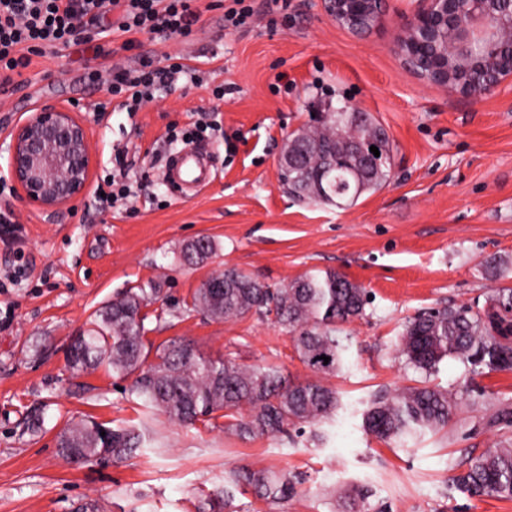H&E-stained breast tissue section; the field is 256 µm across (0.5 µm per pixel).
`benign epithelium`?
I'll list each match as a JSON object with an SVG mask.
<instances>
[{"instance_id":"7a95c632","label":"benign epithelium","mask_w":512,"mask_h":512,"mask_svg":"<svg viewBox=\"0 0 512 512\" xmlns=\"http://www.w3.org/2000/svg\"><path fill=\"white\" fill-rule=\"evenodd\" d=\"M417 0L399 25L396 45L403 67L451 95H491L512 83V20L495 21L492 2ZM386 0H322L337 26L356 34L383 21ZM7 173L22 198L53 216L73 207L90 180L87 129L73 108L43 105L7 135Z\"/></svg>"}]
</instances>
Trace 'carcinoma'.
Instances as JSON below:
<instances>
[{
    "label": "carcinoma",
    "instance_id": "cac0c4a2",
    "mask_svg": "<svg viewBox=\"0 0 512 512\" xmlns=\"http://www.w3.org/2000/svg\"><path fill=\"white\" fill-rule=\"evenodd\" d=\"M354 132L364 143L374 141L380 152L367 169L346 149ZM296 155L281 166V182L289 195L338 208L352 206L365 194L384 188L390 178L392 145L373 115L342 103L321 112L317 124L293 133ZM335 158V167L321 175L318 160ZM213 240L200 238L183 248L189 262L210 258ZM158 288H130L101 307L87 333L71 344L66 361L75 372L104 364L118 379L133 378L130 392L144 406L186 425L226 419L224 431L241 439L284 431L288 425L305 434V426L336 412L335 389L318 380H291L276 366H244L231 358L212 359L189 341L171 339L152 348L145 343L148 329L142 310L159 300ZM367 292L335 271L309 274L284 288H272L236 268L204 281L183 314L202 313L218 321L250 314L273 317L294 334L300 361L315 374L342 370L348 345L339 336L343 325L364 315ZM395 351L422 374L441 361L458 360L472 374L512 371V288H497L482 307L462 304L418 313L404 325ZM329 357L324 362L320 356ZM458 401L455 395L428 385L408 386L374 396L363 411V429L382 440L401 439L418 431L436 432L448 426ZM249 408V414L242 410ZM132 429H113L93 419L67 427L58 439L59 452L71 462L127 458L141 448ZM470 497L512 498V440L506 438L467 461L453 477ZM251 491L266 502L295 494L293 477L285 471L243 465L224 477V485L206 499L201 512H241L236 494ZM339 512H372L366 494L346 488L339 494Z\"/></svg>",
    "mask_w": 512,
    "mask_h": 512
}]
</instances>
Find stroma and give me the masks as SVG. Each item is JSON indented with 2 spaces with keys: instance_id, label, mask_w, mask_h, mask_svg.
I'll return each mask as SVG.
<instances>
[{
  "instance_id": "obj_1",
  "label": "stroma",
  "mask_w": 512,
  "mask_h": 512,
  "mask_svg": "<svg viewBox=\"0 0 512 512\" xmlns=\"http://www.w3.org/2000/svg\"><path fill=\"white\" fill-rule=\"evenodd\" d=\"M228 4L199 0L193 42L150 41L158 55L182 54L210 73L205 85L161 91L136 113L112 99L107 79L81 81V45L33 57L17 87L0 92V139L34 104L78 103L93 182L111 176L121 152L134 192L129 211H90L80 202L53 217L18 193L0 195L17 220L0 224V512H79L88 502L101 512H198L241 464L299 478L283 504L237 495L245 512H334L331 491L352 485L367 489L380 512H512V499H471L451 483L467 458L512 438V420L500 415L512 409V372L473 375L447 358L426 377L394 348L414 314L483 304L494 289L512 287V85L463 99L407 71L394 41L411 0H387L383 24L364 35L336 26L321 0H288L287 10L232 31L224 27ZM217 84L220 101L211 93ZM344 98L389 133V182L345 209L296 201L278 176L287 137ZM98 103L105 111H95ZM211 109L224 137L198 151L216 177L185 196L163 178L169 154L184 147L167 143L166 132ZM200 237L217 250L189 264L181 248ZM491 255L507 261L503 273L485 267ZM15 268L20 276L8 278ZM227 268L275 288L331 270L369 292L364 316L344 326L345 368L324 379L341 397L315 426L324 440L292 430L243 440L219 420L185 426L146 411L106 367L68 368L67 349L95 311L150 284L161 290L145 309L152 345L184 337L214 359L275 364L309 378L291 333L272 320L183 314L196 288ZM423 380L458 396L445 429L404 443L364 432L373 395ZM88 417L136 429L143 449L125 459L67 461L58 437Z\"/></svg>"
}]
</instances>
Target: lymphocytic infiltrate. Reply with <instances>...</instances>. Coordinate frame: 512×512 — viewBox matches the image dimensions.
<instances>
[{"mask_svg": "<svg viewBox=\"0 0 512 512\" xmlns=\"http://www.w3.org/2000/svg\"><path fill=\"white\" fill-rule=\"evenodd\" d=\"M199 19L195 0H0V87L11 85L12 72L46 50L89 43L93 56L84 65L83 81L93 84L110 72L112 96L127 112H138L179 80L203 83V70L184 56L157 60L141 41L145 35L190 37ZM103 34L121 38L122 49L133 53L131 64L111 67L109 51L96 42Z\"/></svg>", "mask_w": 512, "mask_h": 512, "instance_id": "obj_1", "label": "lymphocytic infiltrate"}]
</instances>
